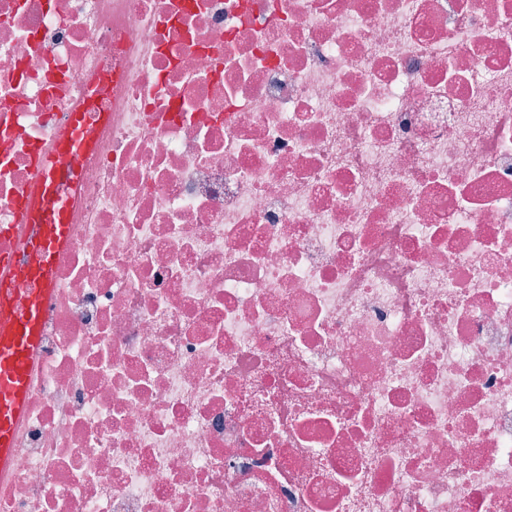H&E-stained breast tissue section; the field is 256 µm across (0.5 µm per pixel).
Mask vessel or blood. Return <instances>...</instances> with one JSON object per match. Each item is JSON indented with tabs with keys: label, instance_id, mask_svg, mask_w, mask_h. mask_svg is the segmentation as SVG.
I'll return each instance as SVG.
<instances>
[{
	"label": "vessel or blood",
	"instance_id": "b4317fda",
	"mask_svg": "<svg viewBox=\"0 0 512 512\" xmlns=\"http://www.w3.org/2000/svg\"><path fill=\"white\" fill-rule=\"evenodd\" d=\"M89 141L80 114L70 113L18 209L16 229L26 239V250L0 254V476L18 453L20 423L56 295L54 269L71 237L58 187L77 178L78 159ZM21 287L29 302L18 309L13 295Z\"/></svg>",
	"mask_w": 512,
	"mask_h": 512
}]
</instances>
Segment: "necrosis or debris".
<instances>
[{
	"mask_svg": "<svg viewBox=\"0 0 512 512\" xmlns=\"http://www.w3.org/2000/svg\"><path fill=\"white\" fill-rule=\"evenodd\" d=\"M71 112L0 512H512V0H0V225Z\"/></svg>",
	"mask_w": 512,
	"mask_h": 512,
	"instance_id": "1",
	"label": "necrosis or debris"
}]
</instances>
